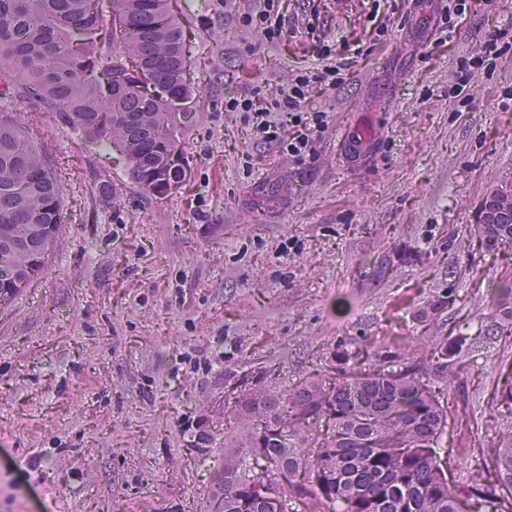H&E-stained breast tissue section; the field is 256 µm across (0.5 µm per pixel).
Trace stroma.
I'll use <instances>...</instances> for the list:
<instances>
[{"label":"stroma","instance_id":"obj_1","mask_svg":"<svg viewBox=\"0 0 512 512\" xmlns=\"http://www.w3.org/2000/svg\"><path fill=\"white\" fill-rule=\"evenodd\" d=\"M178 4L196 96L176 192L21 107L65 204L43 274L0 307V512H216L225 395L264 371L296 384L341 345L434 336L467 339L441 444L449 486L469 482L512 380V321L484 316L512 241L473 231L512 182V0H466L445 42L417 0H280L278 42L239 22L257 0ZM350 45L346 81L307 101L328 118L305 162L228 109Z\"/></svg>","mask_w":512,"mask_h":512}]
</instances>
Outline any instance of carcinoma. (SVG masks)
<instances>
[{"instance_id": "cac0c4a2", "label": "carcinoma", "mask_w": 512, "mask_h": 512, "mask_svg": "<svg viewBox=\"0 0 512 512\" xmlns=\"http://www.w3.org/2000/svg\"><path fill=\"white\" fill-rule=\"evenodd\" d=\"M184 27L173 0H0V305L45 270L64 207L62 172L26 135L23 101L72 133L118 146L151 194L183 181V135L195 90L184 78ZM512 241V213L485 226ZM505 284L484 316L507 310ZM448 356L439 338L420 359L373 369L336 356L332 375L260 383L224 407L222 512H512L471 477L451 488L435 445L448 411L425 378ZM494 448L498 485L512 489V382Z\"/></svg>"}]
</instances>
